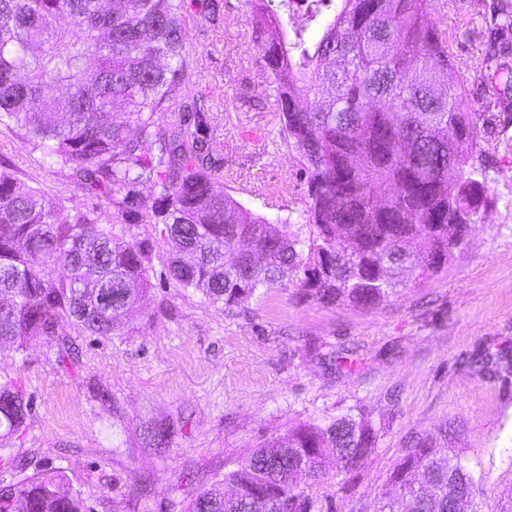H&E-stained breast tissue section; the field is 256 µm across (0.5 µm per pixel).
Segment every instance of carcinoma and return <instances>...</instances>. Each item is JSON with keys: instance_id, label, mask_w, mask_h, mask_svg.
Returning a JSON list of instances; mask_svg holds the SVG:
<instances>
[{"instance_id": "carcinoma-1", "label": "carcinoma", "mask_w": 512, "mask_h": 512, "mask_svg": "<svg viewBox=\"0 0 512 512\" xmlns=\"http://www.w3.org/2000/svg\"><path fill=\"white\" fill-rule=\"evenodd\" d=\"M245 20L268 71L278 137L307 187L305 223L268 218L224 191L213 116L184 96L194 76L185 48V0H0V125L22 132L39 165L105 199L96 209L45 205L40 189L0 164V349L54 338L66 322L90 336L120 335L150 287L154 246L132 245L120 221L162 224L175 251L168 272L224 309H243L282 285L323 304L374 308L395 295L388 271L426 278L450 260L491 201L479 139L456 78L453 29L432 0H245ZM490 32L493 106L512 112V66L500 40L512 4ZM180 112L177 123L166 115ZM156 191L152 200L141 188ZM232 259L225 260L226 253ZM66 274L57 275V268ZM123 288L101 304L103 282ZM24 393L0 386V427L25 423ZM379 428L360 408L303 422L261 442L224 483L236 496L198 492L190 512H312L314 500L284 464L317 483L361 469ZM332 449L333 461L323 449ZM480 461L448 447V429L404 447L366 512H512V496L486 501ZM57 471L0 488L29 512H85Z\"/></svg>"}]
</instances>
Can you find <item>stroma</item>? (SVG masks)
I'll use <instances>...</instances> for the list:
<instances>
[{
  "label": "stroma",
  "instance_id": "stroma-1",
  "mask_svg": "<svg viewBox=\"0 0 512 512\" xmlns=\"http://www.w3.org/2000/svg\"><path fill=\"white\" fill-rule=\"evenodd\" d=\"M495 0H434L433 17L455 30L456 75L484 113L491 208L465 245L434 275L392 270L399 292L362 309L324 305L272 288L245 313L225 311L181 288L166 272L171 245L158 224H132L127 239L151 238V289L128 333L59 334L78 351L61 366L56 340L0 352V384L30 401L25 427L0 442V488L59 470L90 512H188L195 493L222 481L262 440L300 422L359 405L380 427L370 463L314 483L300 478L314 512H363L382 492L413 435L443 424L456 452L482 462L490 498L512 489V112L489 110L481 64ZM244 0H187L185 43L196 60L188 96L206 91L212 135L224 156V189L246 207L300 213L306 187L277 144L272 109L251 98L268 87ZM39 151L0 126V160L47 200L112 210L38 164ZM357 347L341 373L324 354ZM168 431L155 447L151 424Z\"/></svg>",
  "mask_w": 512,
  "mask_h": 512
}]
</instances>
